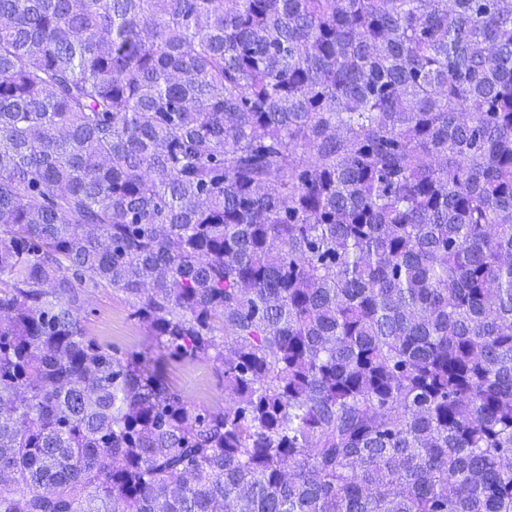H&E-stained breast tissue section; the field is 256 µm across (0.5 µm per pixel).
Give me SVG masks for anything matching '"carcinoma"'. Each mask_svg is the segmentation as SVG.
Instances as JSON below:
<instances>
[{"mask_svg":"<svg viewBox=\"0 0 512 512\" xmlns=\"http://www.w3.org/2000/svg\"><path fill=\"white\" fill-rule=\"evenodd\" d=\"M510 460L512 0H0V512H512ZM79 312L89 336L117 351L119 357L135 355L150 371L161 375L184 400L205 408H224V365L212 360L172 356L133 316L121 293L107 288H82Z\"/></svg>","mask_w":512,"mask_h":512,"instance_id":"obj_1","label":"carcinoma"}]
</instances>
